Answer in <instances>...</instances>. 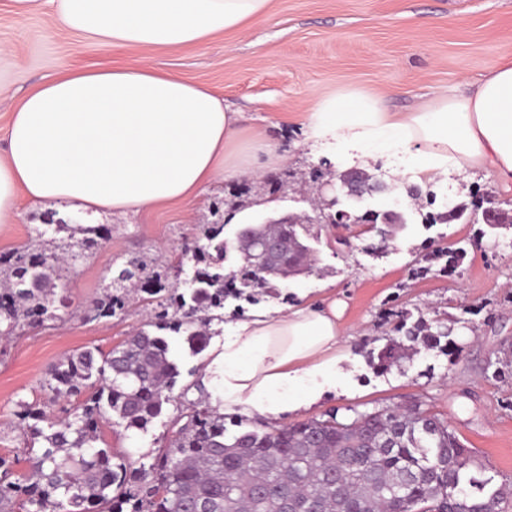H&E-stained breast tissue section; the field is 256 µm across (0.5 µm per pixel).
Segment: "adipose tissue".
Instances as JSON below:
<instances>
[{
    "label": "adipose tissue",
    "instance_id": "adipose-tissue-1",
    "mask_svg": "<svg viewBox=\"0 0 512 512\" xmlns=\"http://www.w3.org/2000/svg\"><path fill=\"white\" fill-rule=\"evenodd\" d=\"M18 16L48 7L50 22L119 48L198 45L262 19L271 0H12ZM208 86L141 62L72 70L32 89L11 114L0 150V224L19 198L63 201L127 215L195 201L216 181L281 162L266 131ZM307 141L340 150L350 166L375 154L403 155L400 176L420 183L449 170L486 169L512 189V64L492 69L471 92L392 112L354 88L304 116ZM336 300L257 308L224 329L205 378L224 413L275 420L334 394L351 359Z\"/></svg>",
    "mask_w": 512,
    "mask_h": 512
}]
</instances>
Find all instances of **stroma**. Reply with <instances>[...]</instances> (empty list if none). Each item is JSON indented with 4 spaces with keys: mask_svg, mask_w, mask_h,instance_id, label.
<instances>
[{
    "mask_svg": "<svg viewBox=\"0 0 512 512\" xmlns=\"http://www.w3.org/2000/svg\"><path fill=\"white\" fill-rule=\"evenodd\" d=\"M159 69L208 85L243 115L246 127L268 129L283 158L281 171L309 173L327 157L307 142L302 118L323 98L346 88L382 96L387 108L406 112L443 91L473 87L493 67L512 63V0H272L269 13L243 31L215 36L192 47L143 50ZM131 57L54 26L44 11L17 18L0 0V149L10 114L35 85L73 68H93ZM439 195L470 199L493 195L512 204L484 170L454 172L437 181ZM228 191L215 183L191 204H178L125 218L87 217L104 225L107 238L78 254L56 288L59 320L16 330L0 349V457L28 471L25 457L41 441L17 417L20 403L44 400L48 369L85 347L107 351L145 320L136 305L108 320L86 322L84 306L112 287L117 271L134 260L180 288L186 274L176 261L184 246L203 241L210 211L223 207ZM77 218L61 204L19 200L14 223L0 224V254L67 241L59 221ZM314 247L323 275L286 282L274 309L300 295L336 298L348 330L340 348L357 358L352 375L322 404L287 416L293 424L339 408L370 411L416 400L447 420L462 443L512 485V377H495L512 352V233H482L477 224H439L431 231L400 233L385 253L373 255L379 238L360 224L318 225ZM465 241L468 254L457 274L431 269L413 275L417 248L426 236ZM349 246H337V237ZM423 311L447 326L455 346L449 354L420 352L381 374L369 357L392 335L400 311ZM174 406L147 431L115 422L103 438L114 454L151 463L170 437Z\"/></svg>",
    "mask_w": 512,
    "mask_h": 512,
    "instance_id": "obj_1",
    "label": "stroma"
}]
</instances>
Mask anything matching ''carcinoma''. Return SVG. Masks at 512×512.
I'll use <instances>...</instances> for the list:
<instances>
[{
    "instance_id": "1",
    "label": "carcinoma",
    "mask_w": 512,
    "mask_h": 512,
    "mask_svg": "<svg viewBox=\"0 0 512 512\" xmlns=\"http://www.w3.org/2000/svg\"><path fill=\"white\" fill-rule=\"evenodd\" d=\"M454 211L444 207L423 212L407 205L402 223L389 224L386 237L420 224H485L491 230L511 229L493 217L472 215L470 203L458 200ZM208 227L205 243L185 249L193 261L188 288L171 289L156 274L149 295L169 296L153 307L143 326L104 353L84 349L70 353L48 371L44 386L51 393L41 404H24L21 420L47 424L35 435L43 446L28 456L30 483L11 480L12 469L0 458V512H195L203 501L214 512H281L291 500L299 512H506L509 487L493 488L491 468L464 447L448 421L420 403L385 405L371 411L333 410L320 419L279 427L242 430V421L212 408L211 396L182 402L173 420V435L149 465L133 467L114 460L101 428L112 417L128 429L145 432L173 401L181 371L170 354L164 333L185 337L193 355L207 346L213 322H224V301L232 297L258 305L282 295L280 272L299 270L318 275L316 257L288 247L268 273L256 278L257 262L247 256L245 241L235 250L237 269L226 270L224 222ZM80 246L90 249L104 238L105 228L79 227ZM274 233L289 241L309 233L307 224H287ZM466 248L437 247L424 259L445 260L442 272L453 274L463 264ZM67 266L57 250L21 248L0 255V336L10 339L19 327H39L56 318L55 292L47 287L49 273ZM143 261L119 270L108 291L83 309V319L110 318L126 310V283ZM411 314L398 315L393 331L411 342L388 339L372 362L379 373L400 366L420 350L448 353L449 332L431 326L424 316L407 325ZM237 431L231 432L228 426Z\"/></svg>"
}]
</instances>
